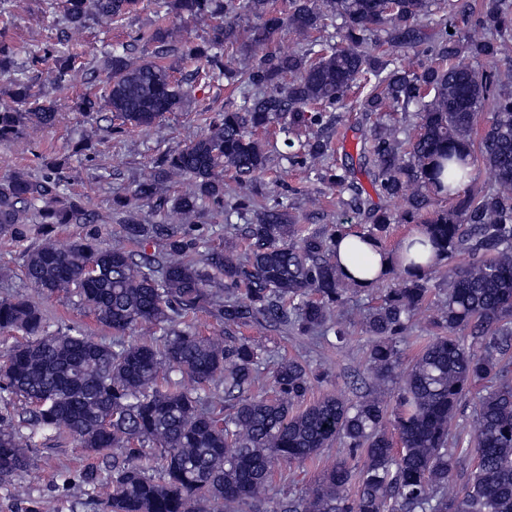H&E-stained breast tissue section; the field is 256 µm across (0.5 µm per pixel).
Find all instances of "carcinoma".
I'll return each mask as SVG.
<instances>
[{
  "mask_svg": "<svg viewBox=\"0 0 512 512\" xmlns=\"http://www.w3.org/2000/svg\"><path fill=\"white\" fill-rule=\"evenodd\" d=\"M136 4L64 0L62 32L78 33L90 20L109 27ZM164 4L151 28L82 63L95 91L79 110L107 109L122 125L150 131L197 81L222 83L239 102L212 116L202 109L201 134L113 198L126 247L107 243L104 221L69 193L64 164L0 176V237L21 249L27 288L0 297V333L24 338L0 351V483L30 469L37 437L65 433L90 457L112 455L56 484L60 493L77 482L110 485L103 512H206L211 502L253 512L279 465L313 460L336 442L347 455L279 512H512V69L498 67L512 41V0H288L284 10L275 0ZM170 15L210 20L212 39L176 38ZM458 15L474 33L448 32ZM330 26L340 42L321 36ZM283 33L297 48L271 49ZM242 38L261 51L250 63L224 54ZM137 43L153 46L152 54L136 55ZM383 46L385 60L374 55ZM403 52L423 57L418 68L395 64ZM22 56L31 66L54 59L58 86L75 71V57L52 44L1 45L0 141L58 120L55 103L32 93ZM461 56L484 67L462 65ZM187 64L194 69L177 79ZM370 82L363 111L374 121L359 167L376 202L354 168L334 159V112ZM485 104L492 116L479 129ZM399 110L417 119L407 141L387 121ZM262 133L281 139L289 167L315 171L362 222L298 223L288 191L263 188ZM480 163L494 181L472 192ZM181 181L193 189L169 194ZM436 197L450 206L434 207ZM145 211L160 220L145 223ZM213 211L224 214L226 233L246 240V256L206 246L204 219ZM62 224L86 232L59 248L52 234ZM396 224H413L424 238L376 277L378 284L392 274L398 283L363 314L375 391L308 404V367L236 332L269 324L344 342L349 294L361 288L336 266V238H357L351 260L370 272L361 244L385 250ZM155 240L157 257L146 250ZM61 294L77 298L112 340L79 324L51 332L42 303ZM431 304L435 314L418 327ZM207 308L224 320V337L197 331L194 317ZM416 328L432 339L395 388L400 344ZM266 369L269 395L256 391ZM186 377L196 389L183 386ZM470 399L476 430L466 442L450 425ZM463 455L475 467L458 488L453 474Z\"/></svg>",
  "mask_w": 512,
  "mask_h": 512,
  "instance_id": "1",
  "label": "carcinoma"
}]
</instances>
